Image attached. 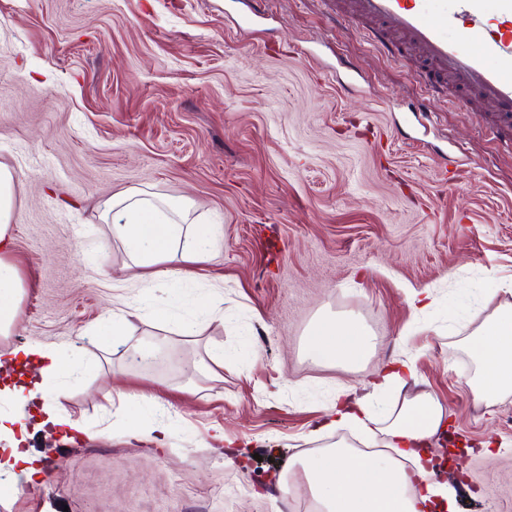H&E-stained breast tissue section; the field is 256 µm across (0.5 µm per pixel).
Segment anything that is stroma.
Listing matches in <instances>:
<instances>
[{
    "label": "stroma",
    "instance_id": "35a3bbf8",
    "mask_svg": "<svg viewBox=\"0 0 512 512\" xmlns=\"http://www.w3.org/2000/svg\"><path fill=\"white\" fill-rule=\"evenodd\" d=\"M251 5L0 0V163L18 177L28 283L0 353L38 343L82 363L52 401L80 432L23 407L41 478L0 495V512H315L305 492L283 497L284 461L328 443L317 429L340 385L408 357L458 447L437 481L459 512H512V394L477 405L460 343L471 309L508 299L512 142L428 95L415 60H390L324 0H261L247 27ZM129 189L223 230L196 280L155 292L182 310L215 297L223 320L198 336L132 320L129 342L163 343L151 369L103 333L127 256L101 209ZM425 288L436 303L414 312ZM343 314L374 357L312 365L310 326ZM146 388L168 447L123 432L122 395Z\"/></svg>",
    "mask_w": 512,
    "mask_h": 512
}]
</instances>
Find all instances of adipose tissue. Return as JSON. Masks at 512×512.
I'll list each match as a JSON object with an SVG mask.
<instances>
[{
  "label": "adipose tissue",
  "mask_w": 512,
  "mask_h": 512,
  "mask_svg": "<svg viewBox=\"0 0 512 512\" xmlns=\"http://www.w3.org/2000/svg\"><path fill=\"white\" fill-rule=\"evenodd\" d=\"M16 182L15 171L0 163L1 335L14 327L25 288L12 257ZM188 214V205L161 204L138 189L104 202L101 218L129 257L131 283L142 286L139 304H131L121 295L113 297L108 328L111 335H124L130 318L143 314L158 322H175L181 335L197 334L194 321L175 319L169 307L154 298L151 289L157 282H178L191 276L195 267L208 262L221 238L216 228L205 235L198 233L196 226L189 224ZM465 342L476 365L467 385L476 402L492 407L502 396L512 393V304L493 309ZM374 347L369 330L351 316L321 317L308 331L307 356L316 366L359 365L369 359ZM7 359L13 363L36 362L41 377L56 382L78 368L70 354H49L35 345L10 350ZM416 379L413 362L386 365L375 373L370 394L360 396L352 387L343 386L341 402L333 404L327 413L324 429L328 432L355 425L369 437L374 426H381L388 438L385 450L364 452L339 440L316 456L289 459L285 475L297 469L303 471L319 512H456L455 497L436 481V470L424 449L427 441L444 430L445 408L433 394L409 391V383ZM390 386L404 391L403 401L399 408L378 412L374 401ZM156 404L153 394H137L134 408L126 410L123 421L136 435L160 443L168 436V425L161 421L149 425L143 419ZM20 423L19 415L0 413V434L10 439L7 452L0 454V476L18 472L30 483L38 470L28 449L15 436ZM405 458L410 460V467L402 466Z\"/></svg>",
  "instance_id": "1"
}]
</instances>
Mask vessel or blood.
Returning a JSON list of instances; mask_svg holds the SVG:
<instances>
[{"label":"vessel or blood","mask_w":512,"mask_h":512,"mask_svg":"<svg viewBox=\"0 0 512 512\" xmlns=\"http://www.w3.org/2000/svg\"><path fill=\"white\" fill-rule=\"evenodd\" d=\"M343 14L387 53L413 54L436 95L491 107L495 132L512 133V0H346Z\"/></svg>","instance_id":"vessel-or-blood-1"}]
</instances>
